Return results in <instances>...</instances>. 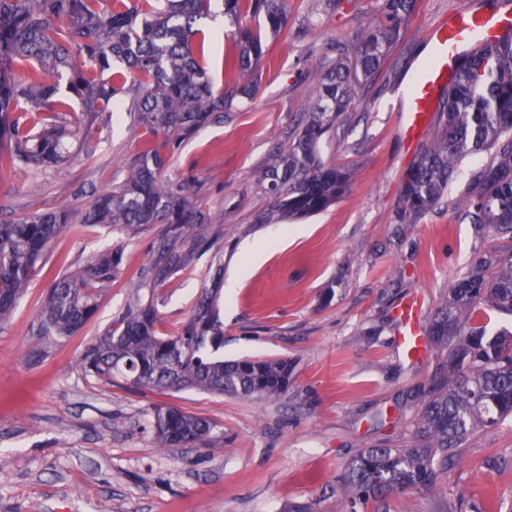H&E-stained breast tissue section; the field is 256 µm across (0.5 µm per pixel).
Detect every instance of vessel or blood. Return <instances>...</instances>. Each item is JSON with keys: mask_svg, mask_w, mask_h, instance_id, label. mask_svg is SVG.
Listing matches in <instances>:
<instances>
[{"mask_svg": "<svg viewBox=\"0 0 512 512\" xmlns=\"http://www.w3.org/2000/svg\"><path fill=\"white\" fill-rule=\"evenodd\" d=\"M512 34V8L492 15L473 11H452L429 28L427 39L433 47L430 58L418 66V78L404 95L401 137L408 152L421 147L430 129L444 91L464 60L486 43ZM399 313L405 323L402 342L419 352L420 325L414 304H404Z\"/></svg>", "mask_w": 512, "mask_h": 512, "instance_id": "1", "label": "vessel or blood"}]
</instances>
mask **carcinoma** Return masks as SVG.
Returning <instances> with one entry per match:
<instances>
[{"mask_svg":"<svg viewBox=\"0 0 512 512\" xmlns=\"http://www.w3.org/2000/svg\"><path fill=\"white\" fill-rule=\"evenodd\" d=\"M415 0H382L380 19L368 26L352 51L316 68L319 93L301 128L275 152L257 176L270 209L257 222L291 219L326 209L346 190L344 167L322 161L320 141L336 131L365 83L378 73ZM0 0V170H61L68 144L101 112L123 101L154 136L132 159L124 181L97 194L80 223L138 229L164 225L149 267L133 285L125 309L90 344L78 365L88 376L136 390L196 389L237 398L272 399L288 392L285 359L226 360L219 289L207 288L174 334L160 335L155 292L190 264L186 239L203 245L198 230L209 215L188 186L161 178L171 155L199 129L223 116L238 97L251 99L249 80L229 91L215 88L195 44L211 0ZM224 16L240 45L239 67L252 74L262 54V33L288 25L286 0H250L262 17L256 29L238 23L240 0H222ZM122 69L117 79L104 73ZM495 151L476 176V193L462 202L472 224L492 228L512 242V36L486 44L466 60L445 93L433 137L406 171L405 211L421 214L443 197L466 157ZM67 209L0 218V320L7 319L29 287L38 262L70 224ZM119 252L90 260L76 275L56 278L37 317L35 335L50 344L81 330L98 297L119 273ZM512 315V247L481 259L449 289L429 324L437 364L416 393L403 448H363L339 479L345 512L369 502L434 487L458 459V447L478 425L512 417V331L491 333L476 318L483 307ZM156 447L192 448L212 439L213 425L178 409L152 413Z\"/></svg>","mask_w":512,"mask_h":512,"instance_id":"cac0c4a2","label":"carcinoma"}]
</instances>
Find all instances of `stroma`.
Masks as SVG:
<instances>
[{
    "label": "stroma",
    "mask_w": 512,
    "mask_h": 512,
    "mask_svg": "<svg viewBox=\"0 0 512 512\" xmlns=\"http://www.w3.org/2000/svg\"><path fill=\"white\" fill-rule=\"evenodd\" d=\"M500 0H416L391 54L342 116L322 157L345 168L336 203L299 220L260 224L269 199L257 174L297 129L317 94L312 68L335 58L379 15L381 0H288L286 33L262 38L256 95L202 127L170 160L164 179L189 183L212 219L185 268L157 288L164 334L188 318L215 269L237 277L221 297L224 357L285 358V396L250 401L197 390L140 392L85 375L84 349L125 307L147 269L162 227L120 231L74 223L40 261L11 316L0 321V512H286L311 503L343 512L338 477L359 449L397 448L409 439L412 395L435 366L434 350L407 357L398 345L396 303L418 298L421 321L446 299L474 262L494 256L493 230L459 208L474 175L493 154L468 157L440 203L404 212L412 162L399 133L400 102L432 48L425 34L443 14L491 13ZM232 37L210 44L215 86L239 80ZM129 112H105L77 140L60 171H0V213L15 217L59 208L80 215L93 192L120 184L147 140ZM277 240H270V233ZM264 244L252 261L242 248ZM122 253L118 276L75 335L38 362L31 324L57 275L72 273L108 250ZM175 407L212 422L216 440L199 448H158L151 413ZM512 512V419L480 426L463 441L458 462L429 491L387 499L366 512Z\"/></svg>",
    "instance_id": "stroma-1"
}]
</instances>
